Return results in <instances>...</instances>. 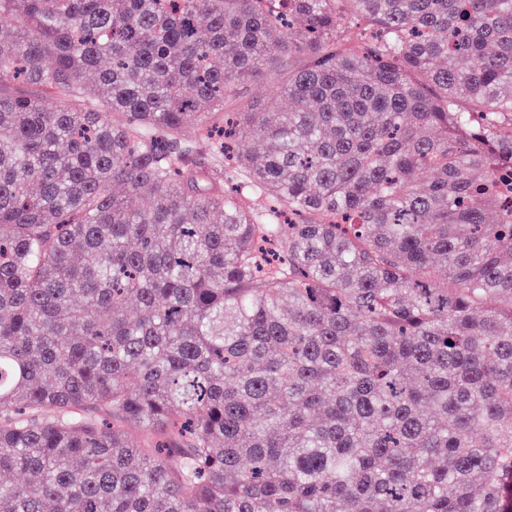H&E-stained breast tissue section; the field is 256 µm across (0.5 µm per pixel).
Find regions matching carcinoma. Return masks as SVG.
<instances>
[{"mask_svg":"<svg viewBox=\"0 0 512 512\" xmlns=\"http://www.w3.org/2000/svg\"><path fill=\"white\" fill-rule=\"evenodd\" d=\"M0 14V512H512V0ZM280 82L258 80L243 75L238 81V93L224 99V112H242L249 104L274 101L280 108H288V99L279 90Z\"/></svg>","mask_w":512,"mask_h":512,"instance_id":"1","label":"carcinoma"}]
</instances>
